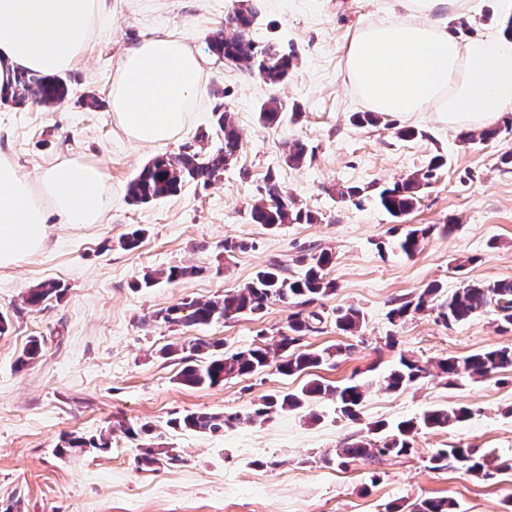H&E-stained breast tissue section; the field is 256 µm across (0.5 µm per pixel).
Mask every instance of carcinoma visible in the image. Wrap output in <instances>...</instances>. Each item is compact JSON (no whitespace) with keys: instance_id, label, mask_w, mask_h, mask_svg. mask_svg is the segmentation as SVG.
Returning <instances> with one entry per match:
<instances>
[{"instance_id":"1","label":"carcinoma","mask_w":512,"mask_h":512,"mask_svg":"<svg viewBox=\"0 0 512 512\" xmlns=\"http://www.w3.org/2000/svg\"><path fill=\"white\" fill-rule=\"evenodd\" d=\"M256 11L249 4H243L227 16L225 30L218 32L208 41L209 50L229 60L236 67L256 75L264 83L274 86L284 82L294 66L295 56L272 44L259 45L252 38V26ZM69 93L67 80L61 76L47 78L21 73L11 92L3 97L15 105L36 104L54 106L61 103ZM285 111L283 102L272 96L261 104L260 121L272 125L277 123ZM214 127L221 145L216 150L184 151L176 155L162 154L151 159L128 184L127 196L136 203H147L181 191L188 183L209 185L223 175L224 169L237 159L242 149V136L235 125L232 113L223 105L215 107ZM512 132V119L506 118L503 125L468 131L461 134L465 143L474 144L497 138L502 133ZM313 152L298 140L288 144L285 160L292 166H299L312 160ZM443 165L440 156L433 157L428 166L407 175L392 185L382 186L375 194L377 205L394 218L410 214L419 203L422 186L435 177ZM265 197L271 205L265 209L253 206L251 219L257 224L278 228L284 224H312L315 216L295 207L288 199L276 179L268 177L264 187ZM458 227L457 220L438 226L427 224L405 229L395 241V248L410 257L420 250L423 241L440 230L451 234ZM332 253L320 250L315 254L302 255L296 259L301 270L290 275L284 268L270 264L259 270L251 281L243 286L227 291L217 300H192L161 310L158 316L170 324L207 326L214 321L230 320L241 314H258L272 302H280L290 310L288 314L289 335L280 339L276 347L252 345L230 354L216 351L219 344L194 343L188 347L171 345L165 355L175 356L190 349L193 352L208 351L205 360L197 363L192 357H184V366L178 373L179 381L191 387H214L238 376L258 375L265 369L275 367L284 376L308 374L311 370L342 355L341 346L309 351L300 349L303 337L322 322L314 311L307 310L321 298L336 290L334 280L327 278L326 270L332 264ZM201 272L194 265L172 266L159 273L144 274L140 286L151 288L159 280L169 281L193 277ZM64 289L54 280H45L28 291L26 302L30 306H40L63 295ZM493 309L498 319L512 326V280L503 279L488 283L466 281L459 288L448 291L439 282L431 283L416 297L396 304L389 313L390 323H403L414 314L427 310H437L438 318L447 325L462 324L475 313ZM365 317L356 306L336 308L334 323L336 329L345 335L360 332ZM41 352V342L32 337L23 348L17 363L25 366L37 359ZM439 374L454 385L461 380L478 382L503 370L512 369V347L491 348L472 353L463 358L448 357L437 361ZM428 373L427 366L411 355L400 354L399 361L384 376L387 389L406 390L417 384ZM366 386L360 382L347 385H334L321 379L312 378L301 388L286 393L261 396L245 416L224 415L221 413L188 412L168 421L174 429L191 430L200 433L217 432L236 422L262 423L278 411L305 409L311 403L322 399L336 402L342 415L350 420L358 417ZM469 411L465 407L436 408L424 413L421 424L428 428H445L465 421ZM417 428L411 420L397 424L396 429L381 436H361L343 442L336 449V464H347L357 460L380 461L387 457H401L412 450V438ZM68 449L91 448L106 452L109 441L103 437L86 439L71 435L64 440ZM166 458L171 462L179 460L172 448H143L138 462L149 467ZM433 470L450 466L465 472L490 479L498 466L483 448L454 446L441 448L428 459ZM409 512H457L455 501L447 498H428L410 504Z\"/></svg>"}]
</instances>
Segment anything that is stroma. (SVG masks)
Returning a JSON list of instances; mask_svg holds the SVG:
<instances>
[{
	"label": "stroma",
	"mask_w": 512,
	"mask_h": 512,
	"mask_svg": "<svg viewBox=\"0 0 512 512\" xmlns=\"http://www.w3.org/2000/svg\"><path fill=\"white\" fill-rule=\"evenodd\" d=\"M252 34L260 44L291 51L298 64L288 81L269 86L209 53L208 39L223 30L240 0H111V19L83 58L67 72L69 95L50 108L0 102V153L29 180L62 160L103 165L112 206L102 223L69 225L49 214L46 249L16 267L0 269V313L10 319L0 334V512H392L426 498L447 497L458 512H512V470L486 481L456 468L430 470L439 448L469 444L512 459V371L447 385L436 374L403 391L383 385L386 371L407 352L428 365L439 359L512 345L492 310L459 325H444L425 311L394 326L395 300L417 295L433 281L448 289L461 281L512 279V170L499 158L512 150V133L469 145L460 131L432 112L382 115L376 126L351 122L367 106L350 82L344 50L354 30L390 17L393 0H251ZM189 37L208 63L199 101L173 139L139 145L112 118L108 91L120 55L144 38ZM93 95L96 108L83 99ZM278 97L288 107L278 123L262 124L261 104ZM232 112L243 148L218 181L190 183L176 195L130 203L128 183L155 156L176 154L208 141L217 147L212 112ZM300 114H292V107ZM412 127L402 140L396 129ZM314 152L312 163L285 161L292 140ZM437 155L445 164L420 193L408 224L447 223L407 257L392 251L397 223L375 202L377 187L402 180ZM275 176L313 224L273 230L254 223L253 204ZM360 188L353 199L344 187ZM146 234L133 250L119 239L131 225ZM246 248L225 253V240ZM329 250L333 294L315 304L322 318L302 340L308 350L346 346L345 355L318 370L330 383L358 380L367 391L358 420L343 418L324 399L309 409L280 412L262 423H237L216 433L172 429L184 411L245 414L261 395L300 388L305 376L275 368L216 387L179 383L181 365L163 349L194 342L232 353L254 344L277 345L288 330V311L271 303L258 315L208 326L164 322L158 311L191 300H214L277 263L296 272L295 260ZM190 263L198 275L138 287L145 273ZM65 292L40 307L27 304L30 288L46 280ZM354 305L365 315L361 331L342 335L332 312ZM43 341L38 359L16 360L30 337ZM465 407L468 419L448 428H422L411 454L379 464H330L337 446L366 435L376 423L393 424L436 407ZM148 424L150 435L129 438V424ZM104 436L105 453H60L67 434ZM173 448L182 461L139 469L140 447Z\"/></svg>",
	"instance_id": "35a3bbf8"
}]
</instances>
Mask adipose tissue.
Returning a JSON list of instances; mask_svg holds the SVG:
<instances>
[{
    "label": "adipose tissue",
    "instance_id": "adipose-tissue-1",
    "mask_svg": "<svg viewBox=\"0 0 512 512\" xmlns=\"http://www.w3.org/2000/svg\"><path fill=\"white\" fill-rule=\"evenodd\" d=\"M400 21L360 27L345 51L350 79L383 114L436 112L451 127L486 128L512 108V40L493 31L454 33L463 0H394ZM109 0H0V93L20 73L70 70L110 18ZM204 58L188 38L157 34L126 50L109 91L112 116L139 144L167 141L186 125L199 95ZM112 185L97 163L66 159L38 183L0 155V269L41 252L49 213L67 224L101 223Z\"/></svg>",
    "mask_w": 512,
    "mask_h": 512
}]
</instances>
